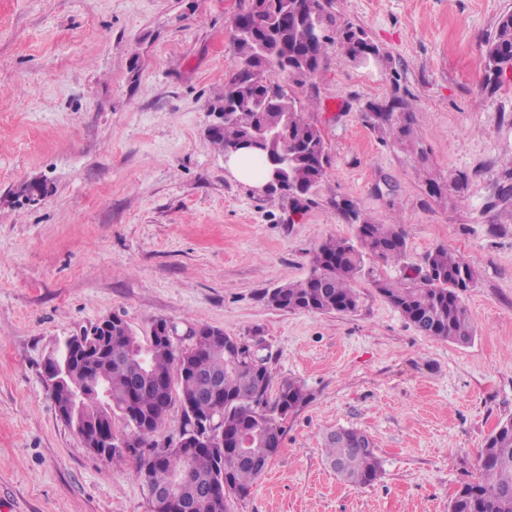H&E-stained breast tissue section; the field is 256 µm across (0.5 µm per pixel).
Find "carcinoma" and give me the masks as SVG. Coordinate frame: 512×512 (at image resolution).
Wrapping results in <instances>:
<instances>
[{
  "instance_id": "1",
  "label": "carcinoma",
  "mask_w": 512,
  "mask_h": 512,
  "mask_svg": "<svg viewBox=\"0 0 512 512\" xmlns=\"http://www.w3.org/2000/svg\"><path fill=\"white\" fill-rule=\"evenodd\" d=\"M335 0H248L245 5L244 36L231 39L234 63L218 99L238 113L210 136L221 152L239 149L251 128L276 129L283 142L259 151L269 170L287 186L281 195L293 208L311 201L313 191L326 177L330 164L328 148L320 128L306 117L310 104L296 89L314 77L325 59L327 48L336 46L351 62L358 51L369 49L379 55L360 27L336 25ZM485 67L497 79L504 65L512 62V12L503 14L494 34L485 43ZM408 113L399 96L384 106L372 107L373 127L394 126L395 113ZM336 210L353 234L329 238L313 253L308 275L264 293L272 307L285 311L351 313L359 304L354 283L365 274L366 259L378 258L400 264L406 258L405 235L397 223L385 224L365 214L355 203L342 199ZM419 282L407 275L399 281L374 280V286L401 315L424 335L436 340L467 344L475 327L461 294L476 280L474 268L459 254L443 246L423 258ZM208 325H191L189 332L200 335L194 344L193 371L178 366L173 350L149 339L131 335L130 326L107 332L94 350L98 366L89 372L76 365L72 373L83 382L85 401L98 407L96 375L101 374L112 396V425L118 436L138 433L139 447L119 448L100 455L118 468L135 463L136 473L147 475L155 489L165 488L185 464L190 480L184 490L182 512H230L233 498H244L276 454L283 436V423L305 405L310 397L305 386L294 379L275 382L268 363L255 369L247 357H238L232 346L235 337L222 340L204 336ZM216 376L224 394V434L252 439V445L205 449L184 458L177 443H159L169 410L179 405L182 412L180 435H185L191 417L209 413L213 404L197 399L185 405V398L209 385ZM324 447L336 477L353 486L374 482L379 462L372 442L352 428H338L326 434ZM224 483L220 503L205 499L212 484ZM448 512H512V417L498 423L486 439L476 460V476L465 483L450 500Z\"/></svg>"
}]
</instances>
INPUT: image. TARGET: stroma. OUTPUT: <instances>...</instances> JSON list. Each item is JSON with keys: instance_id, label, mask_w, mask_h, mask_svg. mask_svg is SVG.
I'll return each mask as SVG.
<instances>
[{"instance_id": "35a3bbf8", "label": "stroma", "mask_w": 512, "mask_h": 512, "mask_svg": "<svg viewBox=\"0 0 512 512\" xmlns=\"http://www.w3.org/2000/svg\"><path fill=\"white\" fill-rule=\"evenodd\" d=\"M239 0H0V512H152L134 465L115 469L60 418L49 353L118 314L262 342L276 378L311 393L231 512H448L478 451L512 417V72L487 79L484 41L512 0H337L338 23L382 53L328 48L298 88L331 165L308 207L230 180L207 136L231 69ZM409 103L410 136L370 104ZM51 186L39 202L24 181ZM397 218L403 265L367 262L352 313L286 312L265 290L302 279L339 199ZM437 246L477 272L460 345L409 323L374 287ZM369 436L370 485L340 481L324 435Z\"/></svg>"}]
</instances>
